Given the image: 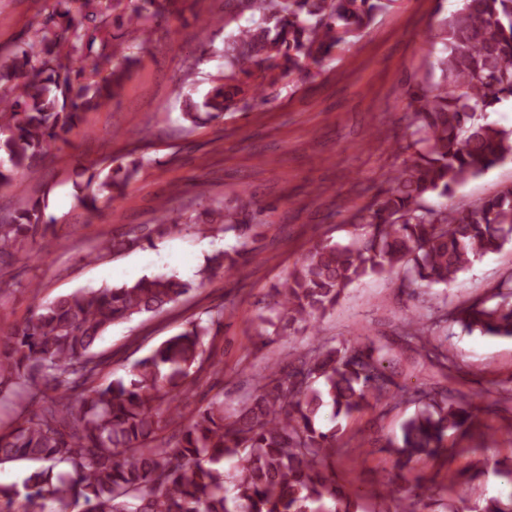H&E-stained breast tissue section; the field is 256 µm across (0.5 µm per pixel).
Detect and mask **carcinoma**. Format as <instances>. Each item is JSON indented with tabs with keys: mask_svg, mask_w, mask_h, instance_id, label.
<instances>
[{
	"mask_svg": "<svg viewBox=\"0 0 512 512\" xmlns=\"http://www.w3.org/2000/svg\"><path fill=\"white\" fill-rule=\"evenodd\" d=\"M178 0H138L119 24L132 31L158 27L175 15ZM239 13L259 15L224 47V71L202 103L187 104L192 128L220 121L224 113L264 101L266 86L305 61L328 59L358 38L392 0H232ZM123 0H52L49 23L33 37L0 54V187L18 175L37 173L36 160L50 143L80 131L83 117L117 97L132 56L114 62L112 39L98 38ZM98 21L88 33L86 21ZM433 69L438 79L418 86L410 117L407 159L388 176L361 213L345 243L315 240L288 278L273 288L275 331L315 325L330 314L354 283L402 275L416 291L448 286L484 256L512 242V185L468 205L434 207L429 199L453 198L456 189L512 160V130L488 114L512 98V0H461L436 32ZM108 66L99 80L84 79ZM92 173L78 196L88 212L121 198L142 159ZM143 236L114 237L112 251L179 222L166 207ZM191 228L242 232L253 217L242 206L211 203ZM54 229L36 200L0 218V263L31 249ZM247 262L243 247L218 250L198 275L208 280L236 273ZM191 290L174 275L143 276L119 287L80 288L39 303L32 316L0 338V409H20L0 419V465L27 461L34 468L22 484L0 483V512H351L350 497L333 467L338 420L366 409L387 411L399 394L383 361L389 348L370 336L330 338L294 353L284 364L268 360L255 384L232 409L215 396L183 418L190 386L203 371V346L224 327V308L184 329L140 359L128 377L105 380L112 356L97 350L112 326L156 314ZM499 301L474 300L434 319L408 317L403 336L423 362L448 370V328L512 338V276L495 286ZM414 414L401 438L388 447L399 458L451 456L450 439L475 428L478 407L448 387L412 394ZM39 399L37 411L27 405ZM465 472L448 474L455 487L488 472L472 450ZM228 466L222 472L219 466ZM394 512H438L436 502L406 496L382 479ZM480 512H512V494L493 497Z\"/></svg>",
	"mask_w": 512,
	"mask_h": 512,
	"instance_id": "obj_1",
	"label": "carcinoma"
}]
</instances>
